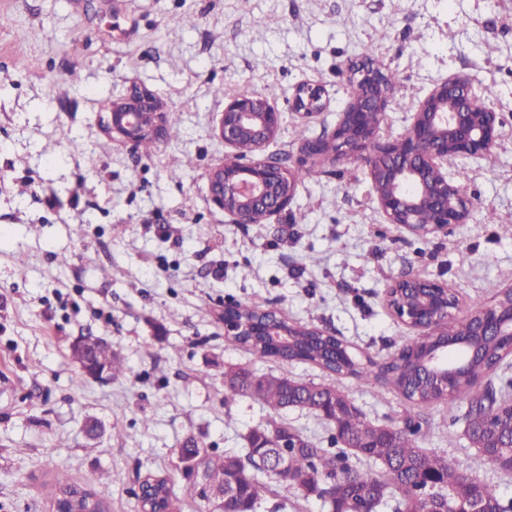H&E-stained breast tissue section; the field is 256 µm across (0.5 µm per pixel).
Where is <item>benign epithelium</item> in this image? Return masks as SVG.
Instances as JSON below:
<instances>
[{"label":"benign epithelium","instance_id":"1","mask_svg":"<svg viewBox=\"0 0 512 512\" xmlns=\"http://www.w3.org/2000/svg\"><path fill=\"white\" fill-rule=\"evenodd\" d=\"M339 76L352 94L336 127L326 136L302 147L304 157L293 168L261 154L276 135L281 112L262 94H239L224 102L219 135L224 146L235 149L243 138L252 141L256 154L250 158L229 155L208 173L212 203L235 224H265L288 210L297 189L295 174L324 153V143H336V159L366 165L374 199L386 223L423 237L448 233V228L467 223L472 207L463 184L448 177V161L479 157L498 145L501 120L498 113L473 93V78L456 75L434 86L419 102L404 133L382 139L379 129L393 101V87L367 62L346 65ZM153 92L134 83L126 94L112 103L102 117L104 130L113 139L136 142L143 135L156 136L166 126V116L154 113L145 126L140 115L152 109ZM292 106L308 117L327 107L324 90L302 84L295 87ZM386 306L404 325L431 342L430 368L455 373L462 364L448 366L447 358L431 337L432 323L460 310L456 291L447 283L419 277L398 279L385 289ZM241 307L224 302V334L240 336L253 329L270 336H283L281 322L245 324L231 311ZM475 335L506 340L512 351V304L501 302L481 307L469 314ZM272 466L281 475L288 473L286 441L270 453ZM236 485L205 488L206 498L224 505Z\"/></svg>","mask_w":512,"mask_h":512}]
</instances>
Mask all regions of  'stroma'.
Here are the masks:
<instances>
[{
  "label": "stroma",
  "instance_id": "obj_1",
  "mask_svg": "<svg viewBox=\"0 0 512 512\" xmlns=\"http://www.w3.org/2000/svg\"><path fill=\"white\" fill-rule=\"evenodd\" d=\"M371 50L397 76L385 137H398L443 79L472 75L478 94L493 87L488 104L503 121L495 164L448 167L472 199L469 222L413 236L386 223L364 164L325 158L310 164L286 213L231 223L207 182L229 153L218 134L225 97L255 91L278 107L264 153L291 166L297 128L319 137L349 98L338 66ZM303 82L330 102L308 120L288 103ZM133 83L164 101L179 129L148 155L107 142L100 122L103 103ZM505 224L512 0H0V512H53L43 486L60 467L76 483L106 472L94 491L107 512H138L139 482L163 473L180 512H200L179 460L186 438L221 455L268 416L250 399L225 407L224 369L236 364L335 385L377 424L415 419L424 448L511 498L512 477L476 464L463 437V397L419 408L390 385L260 360L222 319L225 301L258 303L337 336L356 360L384 363L417 339L386 307V285L447 282L464 316L494 303L496 287L512 285ZM87 334L121 353L124 377L75 384L71 344ZM91 417L111 427L93 452Z\"/></svg>",
  "mask_w": 512,
  "mask_h": 512
}]
</instances>
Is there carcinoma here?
Listing matches in <instances>:
<instances>
[{"label": "carcinoma", "mask_w": 512, "mask_h": 512, "mask_svg": "<svg viewBox=\"0 0 512 512\" xmlns=\"http://www.w3.org/2000/svg\"><path fill=\"white\" fill-rule=\"evenodd\" d=\"M290 336L276 343L269 336H237L235 340L258 358L298 360L319 366L338 376L349 375L360 386L385 381L406 399L427 405L457 393L466 395L464 436L475 450L476 459L497 465L503 473L512 467L503 445L512 442V414H492L497 401L512 403V379L497 389L493 381L505 371L504 342L484 339L467 361L466 370L450 382L428 372V352L419 344L406 343L389 361L356 364L347 351L329 336L316 335V329L283 319ZM437 342L448 348L474 340L469 319L454 316L434 323ZM92 353L94 364L107 367V378L125 375L124 359L110 344L98 336L81 339ZM249 398L268 410L265 423L253 427L244 436V448L237 452L213 455L202 439L190 436L180 449V458L192 459L203 480L224 485L232 476L237 493L224 502V512H259L266 496H276L277 488L293 489L304 498L318 492L328 512H470L478 502L482 512H512V499H503L497 485L461 472L446 455L432 454L422 447L420 425L413 427L379 425L369 421L348 397L333 385L307 383L284 374H258L247 366H233L224 372V406ZM307 409L335 431L332 448L292 428L283 414L290 409ZM292 434L300 447L291 449L289 477L270 470L266 465L269 447L286 434ZM366 459L379 464V471L363 475L356 462ZM103 478L93 472L79 486L71 482L66 471L58 469L54 483L46 488L56 512H105L88 487ZM146 501L141 509L174 508L171 479L151 475Z\"/></svg>", "instance_id": "cac0c4a2"}]
</instances>
